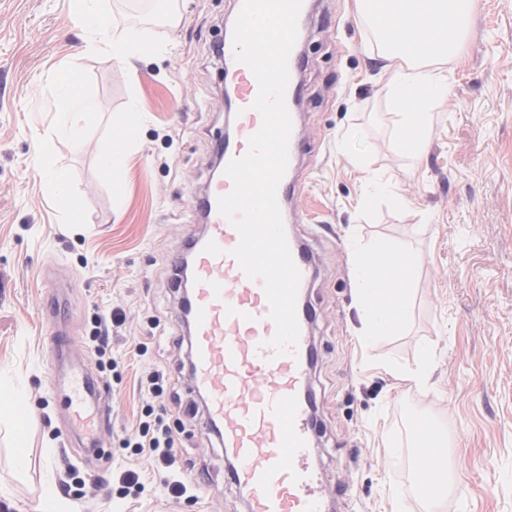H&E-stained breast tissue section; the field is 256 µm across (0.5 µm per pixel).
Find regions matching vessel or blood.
<instances>
[{"instance_id":"1","label":"vessel or blood","mask_w":512,"mask_h":512,"mask_svg":"<svg viewBox=\"0 0 512 512\" xmlns=\"http://www.w3.org/2000/svg\"><path fill=\"white\" fill-rule=\"evenodd\" d=\"M219 55L238 109L237 133L224 147L230 161L248 153L250 136L262 126L253 107L259 85L250 68L236 60L232 40H225ZM232 188L230 178L214 181L200 202L206 232L192 254L191 382L206 397L209 421L219 429L225 477L245 491L246 512H327L328 495L311 463L312 408L302 397L309 385L312 313L297 308V345L276 354L270 344L275 325L262 283L249 278L232 256L240 237L218 209L219 197ZM210 241L220 254L205 252ZM288 245L301 284H308L313 273L309 254L296 240ZM63 335L59 329L51 339L57 382L68 384L78 408L105 417L103 382L70 360Z\"/></svg>"}]
</instances>
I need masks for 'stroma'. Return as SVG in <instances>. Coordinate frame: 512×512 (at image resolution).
<instances>
[{"mask_svg": "<svg viewBox=\"0 0 512 512\" xmlns=\"http://www.w3.org/2000/svg\"><path fill=\"white\" fill-rule=\"evenodd\" d=\"M105 0L112 27L137 45L118 61L93 52L70 0H0V383L32 410L24 458L0 423V512H245L190 388L171 259L200 225L198 194L228 114L216 54L233 0ZM301 74L296 215L312 250L307 301L317 312L310 372L318 429L313 464L334 512H512V0H472L462 45L438 61L448 94L436 102L420 158L398 141L387 85L395 67L373 42L357 0H316ZM72 68L99 104L79 144L59 132ZM134 130H127L128 120ZM52 149L53 170L43 169ZM124 156L120 181L99 158ZM68 178L81 221L68 223L53 186ZM378 240L414 257L410 308L396 334H361L355 249ZM61 302L69 342L105 385L99 457L68 445V392L57 385L46 317ZM120 308L112 367L89 334ZM146 343L137 351V343ZM433 353L427 386L399 378ZM164 374L160 414L178 439L172 474L194 485L170 495L127 440L147 410V380ZM438 431L450 472L436 500L416 492L413 420ZM138 470L143 490L120 476Z\"/></svg>", "mask_w": 512, "mask_h": 512, "instance_id": "stroma-1", "label": "stroma"}]
</instances>
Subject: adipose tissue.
<instances>
[{
  "instance_id": "adipose-tissue-1",
  "label": "adipose tissue",
  "mask_w": 512,
  "mask_h": 512,
  "mask_svg": "<svg viewBox=\"0 0 512 512\" xmlns=\"http://www.w3.org/2000/svg\"><path fill=\"white\" fill-rule=\"evenodd\" d=\"M369 21L397 13L402 20L383 27L379 35L387 59L397 61L390 93L400 123L401 143L408 153L419 154L432 129L430 104L446 94L448 81L427 62L454 55L461 44L470 0H359ZM71 9L88 29L91 50L124 59L135 45L132 34L105 37L96 0H71ZM413 256L375 242L360 252L355 265L356 292L364 336H388L404 324L409 310L405 287Z\"/></svg>"
}]
</instances>
